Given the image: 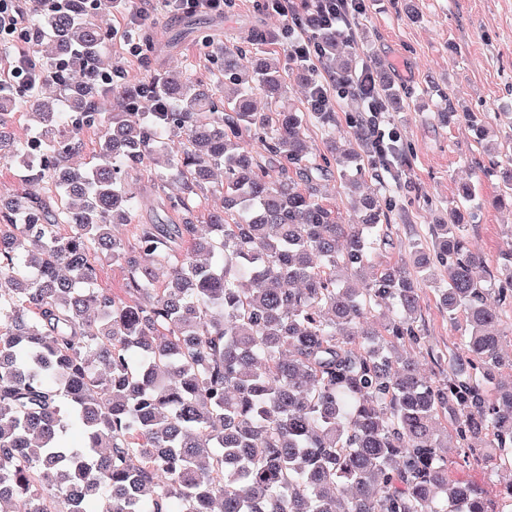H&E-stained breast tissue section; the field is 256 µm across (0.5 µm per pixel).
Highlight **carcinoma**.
<instances>
[{
    "label": "carcinoma",
    "mask_w": 512,
    "mask_h": 512,
    "mask_svg": "<svg viewBox=\"0 0 512 512\" xmlns=\"http://www.w3.org/2000/svg\"><path fill=\"white\" fill-rule=\"evenodd\" d=\"M97 2L29 0L45 45L36 77L58 95L0 93V161L25 172L0 200V512H53L57 498L89 512L101 497L105 512H493L477 485L448 477L440 427L450 415L467 458L512 456V353L499 331L512 251L493 278L478 275L484 259L465 235L477 187L463 184L459 205L433 214L431 241L385 260L390 213L405 207L396 191H361L379 169L363 132L285 105L280 67L258 57L246 72L240 49H213L211 78L185 68L105 83L102 15L115 0ZM292 15L354 89L350 32L322 23L319 0ZM73 54L77 66L56 80ZM293 75L318 86L306 62ZM365 76L387 111L403 109L385 68ZM162 102L168 111H156ZM17 108L37 119L25 142L12 131ZM434 112L487 134L481 113L447 96ZM310 123L325 133L318 153ZM88 127L100 131L97 161L74 166ZM385 148L389 165L406 162L399 141ZM489 156L491 204L512 207V138ZM158 159L157 180L182 185L161 200L178 222L137 224L143 200L122 173ZM219 171L222 203L204 209L196 195ZM333 171L355 224L319 200ZM132 223L131 241L113 232ZM103 257L127 269L125 294L95 287ZM424 286L449 320L465 318L463 356L435 351L418 328ZM414 349L448 361V374L426 376Z\"/></svg>",
    "instance_id": "carcinoma-1"
}]
</instances>
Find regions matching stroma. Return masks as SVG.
Listing matches in <instances>:
<instances>
[{
	"label": "stroma",
	"mask_w": 512,
	"mask_h": 512,
	"mask_svg": "<svg viewBox=\"0 0 512 512\" xmlns=\"http://www.w3.org/2000/svg\"><path fill=\"white\" fill-rule=\"evenodd\" d=\"M414 2L420 15L416 22L408 17L404 0H368L365 12L352 20L354 40L347 47L358 64L384 66L395 85L410 93L402 111L380 118L381 128L400 133L409 149L410 165L399 181L413 186L405 202L407 219L394 224L395 247L387 252L393 259L403 254L410 238L428 237L430 207L457 205L460 183L477 182L486 198L498 192L496 180L480 170L488 157L467 126L447 127L434 120L431 109L440 93L449 94L458 110L484 113L498 136L512 134V0ZM145 8L163 16L168 28L155 36L146 56L130 51L129 0L106 17L103 56L114 72L141 79L189 66L205 76L215 68L206 42L231 50L258 47L279 59L289 101L306 108V93L292 77L287 52L277 39L286 20L267 10L265 0H232L221 14L174 15L155 0H147ZM467 237L486 260L484 276L492 277L503 253L512 250V210L482 206ZM418 326L435 349L462 353L466 324L449 321L433 289L422 292ZM448 474L472 481L491 500L501 482L512 476L485 463L465 465L453 447L448 450Z\"/></svg>",
	"instance_id": "1"
}]
</instances>
